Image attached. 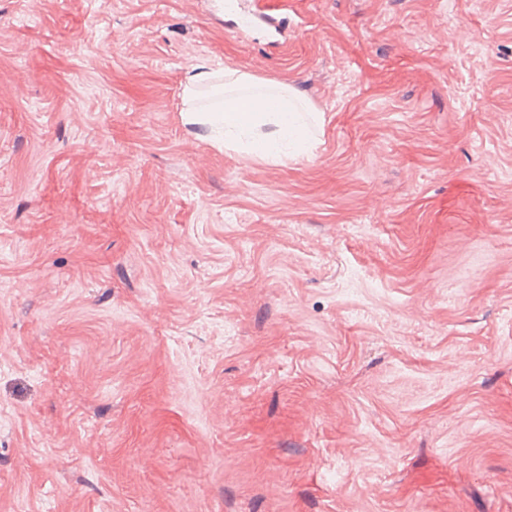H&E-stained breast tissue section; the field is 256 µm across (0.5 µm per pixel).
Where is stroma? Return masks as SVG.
Returning <instances> with one entry per match:
<instances>
[{
    "label": "stroma",
    "instance_id": "stroma-1",
    "mask_svg": "<svg viewBox=\"0 0 512 512\" xmlns=\"http://www.w3.org/2000/svg\"><path fill=\"white\" fill-rule=\"evenodd\" d=\"M256 2L0 0V512H512V0ZM219 74L202 65L188 77L183 90L185 104L203 92L220 90L223 96L216 109L193 105L183 109L182 120L189 132L273 162L308 150V131L298 112L299 98L294 89L283 87L275 94L245 96L229 88L226 78L233 77L232 84L249 86L255 85L252 77L224 69L225 82L220 88L215 84Z\"/></svg>",
    "mask_w": 512,
    "mask_h": 512
}]
</instances>
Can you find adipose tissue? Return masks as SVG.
I'll return each mask as SVG.
<instances>
[{
	"label": "adipose tissue",
	"instance_id": "obj_1",
	"mask_svg": "<svg viewBox=\"0 0 512 512\" xmlns=\"http://www.w3.org/2000/svg\"><path fill=\"white\" fill-rule=\"evenodd\" d=\"M216 71L197 67L184 88L182 120L189 132L236 147L263 160L277 162L308 149V131L298 111V95L289 87L274 94H241L252 85L249 75L234 73L229 86H216ZM221 92L218 108H198L202 93Z\"/></svg>",
	"mask_w": 512,
	"mask_h": 512
}]
</instances>
